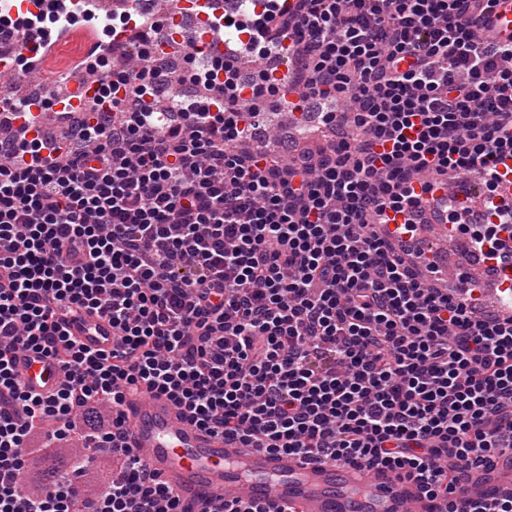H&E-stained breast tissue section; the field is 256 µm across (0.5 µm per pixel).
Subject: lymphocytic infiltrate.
<instances>
[{
  "label": "lymphocytic infiltrate",
  "mask_w": 512,
  "mask_h": 512,
  "mask_svg": "<svg viewBox=\"0 0 512 512\" xmlns=\"http://www.w3.org/2000/svg\"><path fill=\"white\" fill-rule=\"evenodd\" d=\"M284 2L250 51L291 39L295 110L343 103L317 156L249 150L270 72L220 59L181 73L173 116L146 108L162 69H113L126 100L72 119L52 162L0 140V512H191L125 444L142 388L246 447L415 478L443 512L460 470L512 450V317L403 247L438 178L512 158V41L485 35L490 0ZM509 230L512 203L487 202L472 246L494 259ZM83 311L111 351L66 334ZM26 349L58 357L50 396L21 385ZM79 433L106 477L54 451Z\"/></svg>",
  "instance_id": "1"
}]
</instances>
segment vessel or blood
Wrapping results in <instances>:
<instances>
[{
  "instance_id": "vessel-or-blood-1",
  "label": "vessel or blood",
  "mask_w": 512,
  "mask_h": 512,
  "mask_svg": "<svg viewBox=\"0 0 512 512\" xmlns=\"http://www.w3.org/2000/svg\"><path fill=\"white\" fill-rule=\"evenodd\" d=\"M135 0H0V45L13 44V52L0 60V117L10 116L13 134L27 141H44L51 126L60 124L66 113L92 111L106 83L103 68H82L52 72L44 59L46 46L55 34L29 25L34 15H69L73 20L94 19L110 23L121 9L133 7ZM262 11V0H173L157 20L170 31H178L184 16L194 21L192 41L205 59L226 56L227 40L214 26L224 11ZM487 28L502 41L512 39V0H492L485 17ZM128 32L113 36L112 45L90 40L85 56L111 58L113 44H129L139 53L140 44L128 41ZM293 57L281 53L273 76L280 92L270 104L289 94L286 78ZM500 180L512 193V173L502 162H493L478 171L457 172L448 180L449 193L468 208L483 207L487 186ZM458 231L434 232L426 246L437 251L441 262L436 277L456 283L473 279L487 281L486 299L504 304L512 312V295L499 297L497 284L512 279V251L496 262L495 275L475 262L457 244ZM70 335L92 349H111L112 323L98 314L84 313L70 319ZM16 371L29 390L49 394L61 380V369L50 357L34 351L19 353ZM130 433L127 443L184 504L196 507L202 499L243 496L268 502L273 512H438L436 502L427 498L414 480L388 471L367 470L355 465L310 461L262 448H244L233 440L215 436L188 420L166 396L143 392L131 396L125 406ZM512 491V451L490 457L480 467L460 474L455 496L459 503Z\"/></svg>"
}]
</instances>
